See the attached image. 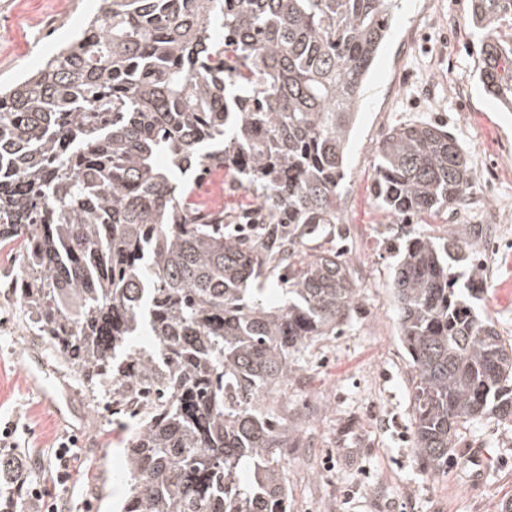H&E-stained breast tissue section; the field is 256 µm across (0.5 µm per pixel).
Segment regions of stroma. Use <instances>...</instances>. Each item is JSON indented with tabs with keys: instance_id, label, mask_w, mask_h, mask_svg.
<instances>
[{
	"instance_id": "1",
	"label": "stroma",
	"mask_w": 512,
	"mask_h": 512,
	"mask_svg": "<svg viewBox=\"0 0 512 512\" xmlns=\"http://www.w3.org/2000/svg\"><path fill=\"white\" fill-rule=\"evenodd\" d=\"M98 0H6L0 7V82L37 68L80 31ZM470 0H398L363 95L342 187V227L361 286L350 326L298 356L301 377L276 397L277 414L298 440L283 461L288 512H500L512 499V426L487 420L461 428L446 468L421 469L412 452L409 358L398 340L390 292L392 223L372 194L376 148L390 126L446 125L465 148L473 203L499 209L509 232L473 243L484 277L476 310L512 336V112L480 90L481 38ZM201 198L236 212L252 205L232 170L213 172ZM13 254L0 252V419L19 425L4 458L32 459L29 480L45 475L67 428L27 385L24 365L41 356L57 393L82 409L80 477L62 492L59 512H110L125 491L123 447L133 419L108 413L29 326L13 287Z\"/></svg>"
}]
</instances>
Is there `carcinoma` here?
Returning <instances> with one entry per match:
<instances>
[{
  "mask_svg": "<svg viewBox=\"0 0 512 512\" xmlns=\"http://www.w3.org/2000/svg\"><path fill=\"white\" fill-rule=\"evenodd\" d=\"M394 2L99 0L0 87V250L25 315L90 393L139 407L121 512H288L295 444L274 395L360 296L343 252L306 243L342 234L346 150ZM470 20L479 82L512 111V0H471ZM376 158L375 200L399 224L466 206L467 153L445 126H391ZM224 168L255 206L202 222L195 176ZM484 230L394 233L413 452L433 473L465 425H512V339L472 305ZM262 276L284 303L262 300ZM28 470L4 460L0 486Z\"/></svg>",
  "mask_w": 512,
  "mask_h": 512,
  "instance_id": "obj_1",
  "label": "carcinoma"
}]
</instances>
